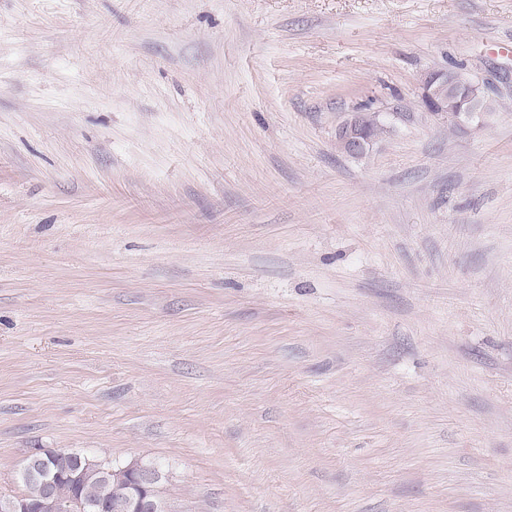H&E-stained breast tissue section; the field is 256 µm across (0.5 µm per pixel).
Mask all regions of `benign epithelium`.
Returning <instances> with one entry per match:
<instances>
[{
    "label": "benign epithelium",
    "mask_w": 512,
    "mask_h": 512,
    "mask_svg": "<svg viewBox=\"0 0 512 512\" xmlns=\"http://www.w3.org/2000/svg\"><path fill=\"white\" fill-rule=\"evenodd\" d=\"M483 85L476 79L466 87H461L451 70H432L421 83V98L428 111L446 117L456 124L482 120L485 109L482 107ZM364 113L351 112L336 127V140L349 156L361 157L367 153L375 139L366 135ZM43 466L25 469L21 477L38 480L45 488L44 495L36 501L22 497L9 500L6 512H167L165 503L155 496V483L162 477L156 467L138 460L119 468L121 482L114 501L97 505H82L63 502L53 491L56 473L44 465L46 459L74 457L76 453L65 450L37 448L34 450Z\"/></svg>",
    "instance_id": "obj_1"
}]
</instances>
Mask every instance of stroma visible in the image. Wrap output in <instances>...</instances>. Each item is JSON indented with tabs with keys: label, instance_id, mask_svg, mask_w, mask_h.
I'll return each mask as SVG.
<instances>
[{
	"label": "stroma",
	"instance_id": "stroma-1",
	"mask_svg": "<svg viewBox=\"0 0 512 512\" xmlns=\"http://www.w3.org/2000/svg\"><path fill=\"white\" fill-rule=\"evenodd\" d=\"M509 43L512 0H0V497L50 448L169 512H512ZM483 85L476 79L465 88L457 83L453 70L429 71L421 83V98L428 111L456 124L482 121ZM366 112H351L336 127V140L349 156L361 157L367 153L376 139L366 135L363 117Z\"/></svg>",
	"mask_w": 512,
	"mask_h": 512
}]
</instances>
